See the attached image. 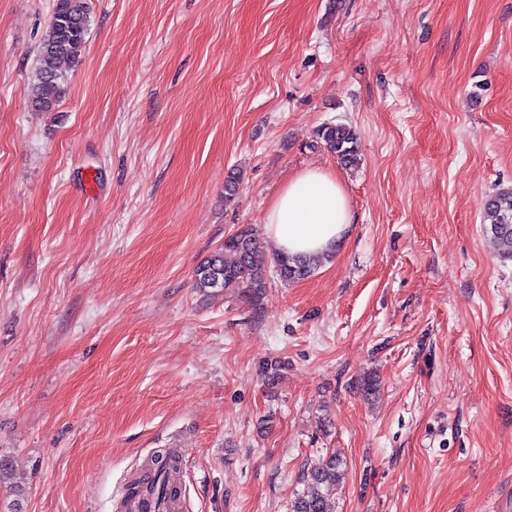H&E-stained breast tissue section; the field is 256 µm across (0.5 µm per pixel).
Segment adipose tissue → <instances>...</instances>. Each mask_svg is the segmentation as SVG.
Instances as JSON below:
<instances>
[{
    "mask_svg": "<svg viewBox=\"0 0 512 512\" xmlns=\"http://www.w3.org/2000/svg\"><path fill=\"white\" fill-rule=\"evenodd\" d=\"M352 222L342 183L333 173L314 168L288 181L265 218L274 252L293 256L333 254Z\"/></svg>",
    "mask_w": 512,
    "mask_h": 512,
    "instance_id": "ef3b65f1",
    "label": "adipose tissue"
}]
</instances>
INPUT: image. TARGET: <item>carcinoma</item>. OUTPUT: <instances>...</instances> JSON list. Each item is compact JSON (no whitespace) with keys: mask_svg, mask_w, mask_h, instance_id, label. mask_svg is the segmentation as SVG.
<instances>
[{"mask_svg":"<svg viewBox=\"0 0 512 512\" xmlns=\"http://www.w3.org/2000/svg\"><path fill=\"white\" fill-rule=\"evenodd\" d=\"M89 27L87 0H54L49 25L37 50V65L30 76L28 107L33 112H54L65 94L66 66L79 61ZM316 138L345 166L359 163L360 148L354 129L345 125L323 126ZM483 223L488 226L499 253L512 258V190L487 196L482 204ZM264 241L251 227H245L224 240L195 271V288L206 298L223 294L245 296L258 305L266 290L267 269L263 262ZM277 277L284 283L309 277L317 259L276 254L272 259ZM342 460L331 454L307 475L308 491L295 498L290 512H329L328 500L342 477ZM157 474L152 484L159 494L175 498L178 487L163 475L175 467L170 455L156 459Z\"/></svg>","mask_w":512,"mask_h":512,"instance_id":"cac0c4a2","label":"carcinoma"}]
</instances>
